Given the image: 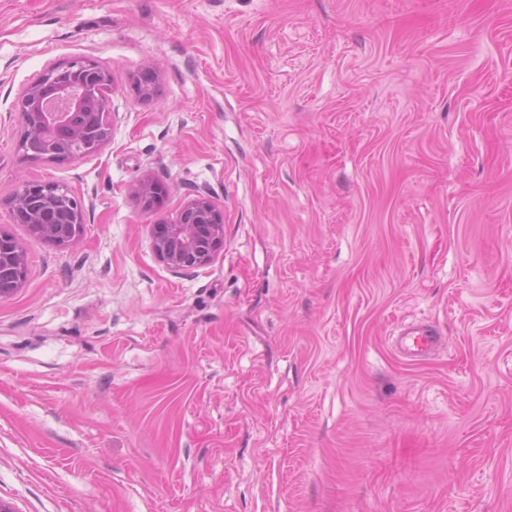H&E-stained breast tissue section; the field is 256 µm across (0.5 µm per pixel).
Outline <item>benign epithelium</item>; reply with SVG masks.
<instances>
[{"label":"benign epithelium","instance_id":"benign-epithelium-1","mask_svg":"<svg viewBox=\"0 0 512 512\" xmlns=\"http://www.w3.org/2000/svg\"><path fill=\"white\" fill-rule=\"evenodd\" d=\"M109 70L97 61L80 57L51 66L23 92L17 102L23 118L33 112L41 122L26 123L24 139L45 146L41 158L79 160L99 150L110 138L105 112ZM135 196L148 208L155 184L138 182ZM12 209L26 215L31 232L57 246L70 244L81 232L83 206L64 184L24 181L11 198ZM224 243L223 222L203 194L188 202L177 218L153 226L152 244L157 258L173 271L210 263ZM28 273L23 247L0 232V298L16 293Z\"/></svg>","mask_w":512,"mask_h":512}]
</instances>
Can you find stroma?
Instances as JSON below:
<instances>
[{
	"mask_svg": "<svg viewBox=\"0 0 512 512\" xmlns=\"http://www.w3.org/2000/svg\"><path fill=\"white\" fill-rule=\"evenodd\" d=\"M78 57L109 141L24 156L16 100ZM24 178L81 199L71 244ZM201 193L224 248L171 271L152 226ZM0 232L15 512H512V0H0ZM11 206L12 210L26 215L31 232L43 241L66 246L81 232L83 206L76 195L59 182L23 181L11 198ZM51 213L52 223L48 221ZM68 220L72 226L64 224ZM27 273L23 247L13 237L0 232V298L15 294ZM398 356L407 364H418L430 357L438 348L440 335L429 323L400 324L394 334Z\"/></svg>",
	"mask_w": 512,
	"mask_h": 512,
	"instance_id": "obj_1",
	"label": "stroma"
}]
</instances>
